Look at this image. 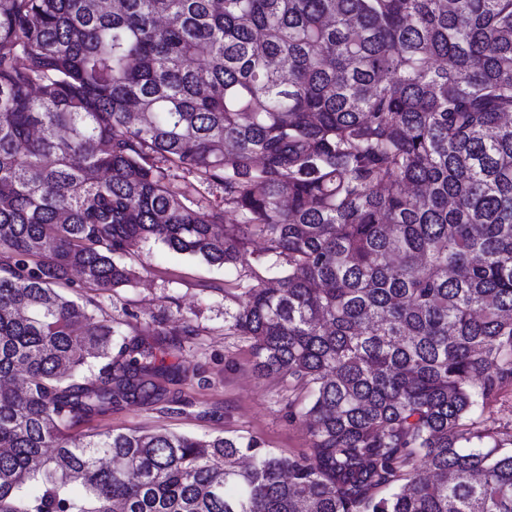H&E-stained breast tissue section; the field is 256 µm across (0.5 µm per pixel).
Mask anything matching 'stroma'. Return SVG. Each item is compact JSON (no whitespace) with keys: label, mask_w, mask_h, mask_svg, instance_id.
<instances>
[{"label":"stroma","mask_w":512,"mask_h":512,"mask_svg":"<svg viewBox=\"0 0 512 512\" xmlns=\"http://www.w3.org/2000/svg\"><path fill=\"white\" fill-rule=\"evenodd\" d=\"M127 262L132 285L105 293L70 273L62 292L111 320L128 343L155 348L166 373L158 403L123 402L82 418L78 433L171 431L201 438L245 436L286 457H298L310 438L291 406L304 396L287 381L258 375L250 341L224 332V291L236 272L139 245Z\"/></svg>","instance_id":"stroma-1"}]
</instances>
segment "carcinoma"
Instances as JSON below:
<instances>
[{"label":"carcinoma","mask_w":512,"mask_h":512,"mask_svg":"<svg viewBox=\"0 0 512 512\" xmlns=\"http://www.w3.org/2000/svg\"><path fill=\"white\" fill-rule=\"evenodd\" d=\"M149 240L241 272L304 455L68 433L165 398L58 289ZM0 254V512H512V0H0ZM166 172L171 175L170 178L179 186H193L191 188V199L202 204L223 205L224 207V191L216 184H207L199 181L195 174H189L186 171L177 169L171 162H161L159 164ZM176 176V177H173ZM175 179V180H173Z\"/></svg>","instance_id":"cac0c4a2"}]
</instances>
